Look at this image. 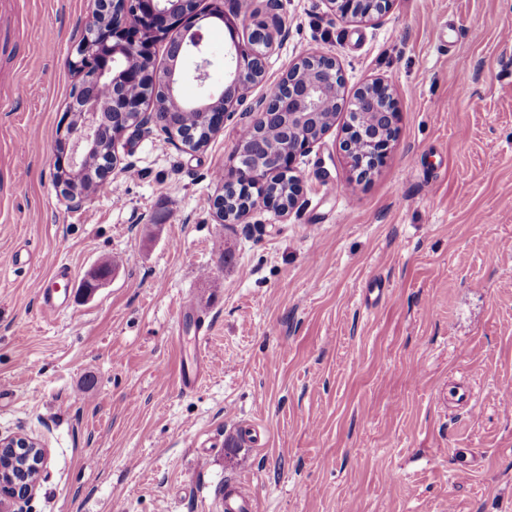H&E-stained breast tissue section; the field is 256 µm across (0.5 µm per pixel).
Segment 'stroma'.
<instances>
[{
    "label": "stroma",
    "mask_w": 512,
    "mask_h": 512,
    "mask_svg": "<svg viewBox=\"0 0 512 512\" xmlns=\"http://www.w3.org/2000/svg\"><path fill=\"white\" fill-rule=\"evenodd\" d=\"M212 3L190 102L269 18L254 0L232 36ZM94 8L0 0V433L46 447L30 512H221L231 477L259 512H512V0H393L371 22L279 0L268 82L332 55L344 98L391 84L397 135L356 181L341 110L295 162V206L231 224L212 202L240 111L197 150L136 137L133 174L68 208L53 157ZM61 263L111 272L47 314L33 285Z\"/></svg>",
    "instance_id": "obj_1"
}]
</instances>
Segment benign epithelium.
<instances>
[{"instance_id": "1", "label": "benign epithelium", "mask_w": 512, "mask_h": 512, "mask_svg": "<svg viewBox=\"0 0 512 512\" xmlns=\"http://www.w3.org/2000/svg\"><path fill=\"white\" fill-rule=\"evenodd\" d=\"M334 14L342 19H369L389 9L392 0H327ZM96 9L86 24L72 67L81 80L72 91L70 121L59 129L57 153L53 160L55 179L74 208L91 198L84 180V169L91 155L102 150L99 130L91 122V113L113 117L111 135L101 160V174L132 166L121 165L117 143L125 136H139L151 126H159V112H198L215 131L224 119L240 108L251 115L250 127L278 126L287 132L285 142L265 167V142L242 138L236 148L237 165L225 176L224 186L236 195L224 194L213 200L218 223L240 220L260 199L285 213L293 207L302 191V180L293 174L297 156L306 153L320 139L316 131L334 118H325L327 101L334 97L341 104L343 78L335 57L308 54L288 66L280 84L289 90L280 100L268 95L248 101L249 88L261 82L266 73L268 51L274 42L266 23L252 30L247 40L233 41L227 84L219 93L208 94L206 101L187 104L177 97V88L186 77L200 86L209 79L212 60L198 26V0H95ZM170 44L172 64L159 70L148 63L155 41ZM190 57L193 67L185 72L179 60ZM350 123L345 128L342 150L357 177H367L382 161L396 130V105L391 86L376 80L358 89L350 103ZM288 182L289 194L272 188L276 179ZM23 448L22 461L9 460L0 467V512H23L15 508L34 498L46 464V449L25 433L0 434V451Z\"/></svg>"}]
</instances>
